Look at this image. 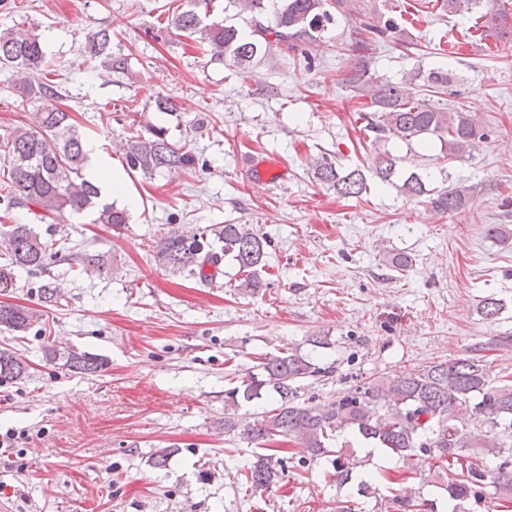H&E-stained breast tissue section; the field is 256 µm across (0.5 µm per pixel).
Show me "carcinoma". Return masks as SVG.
Here are the masks:
<instances>
[{
	"label": "carcinoma",
	"instance_id": "carcinoma-1",
	"mask_svg": "<svg viewBox=\"0 0 512 512\" xmlns=\"http://www.w3.org/2000/svg\"><path fill=\"white\" fill-rule=\"evenodd\" d=\"M190 2V9L174 11L166 28L207 46L212 58L229 62L243 79L258 63L272 58L275 50L283 57L291 54L309 61L307 46L322 37L327 25L352 11V0H228V5L251 14L254 29L246 37L233 25L204 22L201 11L208 10L210 0ZM446 5L448 12L467 16L474 32L487 28L499 41H512V13L485 12L484 0H446ZM405 23L401 17L369 13L348 45L349 66L341 82L368 100L358 120L363 130L373 134L374 144L395 140L410 146L415 141L437 140L439 159L468 158L479 150L488 132L469 113L420 95L423 86L430 94L444 93L452 82L451 72L442 68L411 71L396 81L380 80L371 72L377 44L413 45ZM85 49L112 72L125 73L128 57L112 52L109 30L90 34ZM48 64L34 30L0 31V69L15 73L21 103L45 102L36 113V130L17 127L0 139L7 167L0 210L7 215L25 208L40 223L85 211L95 215L96 224L129 223L127 211L103 201L97 186L85 177L82 136L72 114L52 104L59 94L49 76L58 73ZM121 149L129 170L145 176L199 166V159L186 146L172 141L168 128L135 118ZM402 161L403 157L380 149L366 169H343L326 156L312 160L311 167L318 182L342 197L358 199L372 184L391 185L407 197H427L429 210L436 214L458 213L470 205L473 186L458 183L434 191L426 177L403 168ZM214 236L221 244L218 252L205 230L170 233L156 243L155 256L162 266L202 285L214 279L206 267L218 272L221 259L229 256L248 273L238 285L241 292L257 293L267 266L266 239L246 224L221 225ZM0 237L10 250L9 261L0 264V331L25 333L42 320L37 310L6 301L18 288L17 270L42 273L48 260L58 256L84 272L112 270L103 255L75 251L43 236L31 224H0ZM62 359L63 366L77 374L92 375L104 366L102 359L86 353L70 352ZM28 370L15 352L0 349L1 381L21 380ZM331 373L333 367L314 362L299 348H282L262 357L256 371L226 391L224 432H236L257 447L243 473L252 488L264 491L277 481L283 459L265 450L281 437L307 449L313 463L335 453L332 477L341 487L350 483L364 460L350 447L334 448L339 437L350 434L384 449L410 471L427 462L448 473L445 490L454 502L452 512H463L462 504L471 498L482 499L488 487L493 488L491 499L497 507L512 506V374L491 377V368L473 353L356 382L327 404L301 399L303 380ZM267 398L274 402L272 409L251 417L240 414L243 405ZM391 504L395 512H423L426 506L434 512V504L419 501L409 487L395 491Z\"/></svg>",
	"mask_w": 512,
	"mask_h": 512
}]
</instances>
